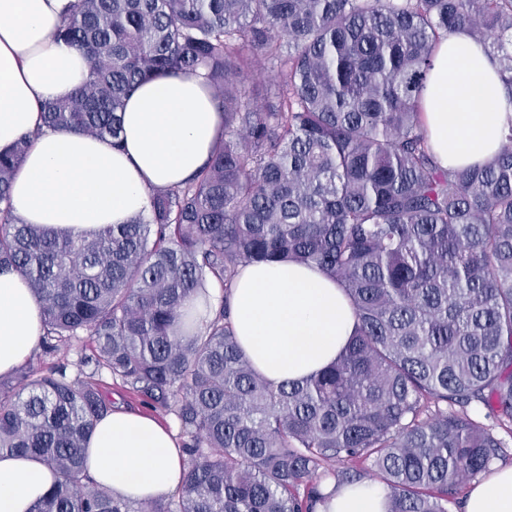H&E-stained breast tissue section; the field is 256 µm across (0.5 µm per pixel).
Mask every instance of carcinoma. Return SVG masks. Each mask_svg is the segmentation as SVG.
<instances>
[{
    "mask_svg": "<svg viewBox=\"0 0 512 512\" xmlns=\"http://www.w3.org/2000/svg\"><path fill=\"white\" fill-rule=\"evenodd\" d=\"M460 31L512 91V0L70 5L57 37L85 54L89 77L42 105L38 133L118 149L125 100L158 75L203 78L223 124L198 173L153 194L147 214L89 233L16 216L9 191L32 136L0 154V273L41 299L39 348L94 344L74 377L65 362L0 377V453L57 477L35 512H316L322 479L361 482L369 459L389 512H448L488 467L503 442L467 408L512 423V124L492 164L440 165L420 102L437 45ZM258 55L282 80L251 108ZM268 261L316 265L357 319L336 362L279 385L231 320L239 271ZM214 285L218 310L184 309ZM103 371L179 421L177 498L134 508L86 474L88 439L112 407Z\"/></svg>",
    "mask_w": 512,
    "mask_h": 512,
    "instance_id": "1",
    "label": "carcinoma"
}]
</instances>
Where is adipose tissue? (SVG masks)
I'll return each instance as SVG.
<instances>
[{
    "label": "adipose tissue",
    "mask_w": 512,
    "mask_h": 512,
    "mask_svg": "<svg viewBox=\"0 0 512 512\" xmlns=\"http://www.w3.org/2000/svg\"><path fill=\"white\" fill-rule=\"evenodd\" d=\"M71 0H0V153L33 134L12 183L11 205L26 223L57 233L122 224L149 208L153 192L178 185L207 162L221 117L197 77L156 76L125 102L122 149L72 132L39 134L43 102L71 96L89 62L55 36ZM424 121L443 167L483 165L512 122V92L482 44L459 32L442 40L422 93ZM232 322L255 368L279 384L336 360L356 318L343 292L313 265L260 263L240 272ZM42 305L30 284L0 274V376L36 352ZM87 472L113 497L166 500L183 486L186 455L154 417L113 406L88 441ZM39 460L0 455V512H34L53 484ZM387 492L370 481L341 485L326 512H386ZM462 512H512V466L467 492Z\"/></svg>",
    "instance_id": "adipose-tissue-1"
}]
</instances>
